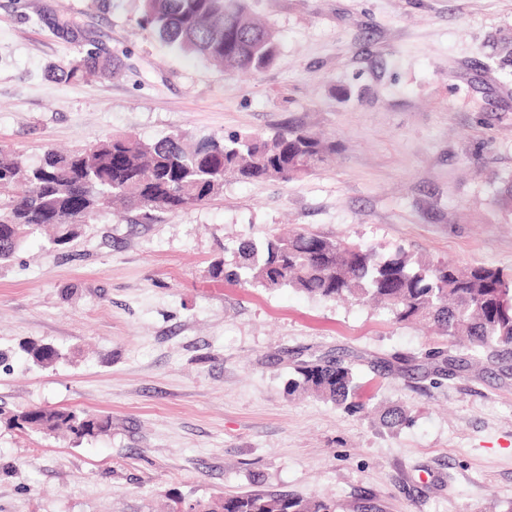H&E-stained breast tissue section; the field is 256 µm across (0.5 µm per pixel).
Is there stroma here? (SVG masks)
<instances>
[{
  "mask_svg": "<svg viewBox=\"0 0 512 512\" xmlns=\"http://www.w3.org/2000/svg\"><path fill=\"white\" fill-rule=\"evenodd\" d=\"M280 53L224 73L168 47L142 0H0V143L38 162L115 133L151 141L301 124L334 161L287 182L227 180L204 205L135 223L112 210L0 268V410L111 418L80 442L0 419V512H169L261 491L333 512H512V353L441 376L455 338L382 308L213 278L244 239L305 229L385 254L512 271V0H250ZM118 55L110 79H48L77 56L52 19ZM26 340L62 354L39 367ZM353 364L365 408L289 394L295 362ZM400 406L408 424L382 425Z\"/></svg>",
  "mask_w": 512,
  "mask_h": 512,
  "instance_id": "1",
  "label": "stroma"
}]
</instances>
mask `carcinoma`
Wrapping results in <instances>:
<instances>
[{
  "label": "carcinoma",
  "instance_id": "obj_1",
  "mask_svg": "<svg viewBox=\"0 0 512 512\" xmlns=\"http://www.w3.org/2000/svg\"><path fill=\"white\" fill-rule=\"evenodd\" d=\"M139 25L226 73H260L279 51L275 30L252 17L247 0H142ZM56 29L63 39L87 46L77 58L52 68L59 80L77 83L120 71L121 60L93 45L79 25L59 21ZM335 154V143L301 126L269 136L233 134L192 146L181 134L149 142L119 135L70 154L48 149L34 166L26 165L20 151L0 144V264L48 227L54 230L51 244L66 247L114 200L150 220L157 213L176 214L205 204L223 192L227 179L288 181L322 168ZM495 201L512 210V176L502 180ZM237 254L235 269L224 271L219 260L211 266L212 277L266 290L291 288L326 300L372 299L397 323L428 320L443 334L461 338L472 361L487 349H512V273L501 269L433 264L402 249L381 256L306 230L262 244L242 241ZM25 351L41 366L60 358L46 343H30ZM359 389L353 366L334 358L303 361L288 379V393L311 395L350 412L365 408ZM407 421L398 406L383 416L388 428ZM9 423L44 435L64 430L77 440L110 429L109 418L68 407H28L11 415ZM220 509L332 512L313 497L264 492L226 497Z\"/></svg>",
  "mask_w": 512,
  "mask_h": 512
}]
</instances>
